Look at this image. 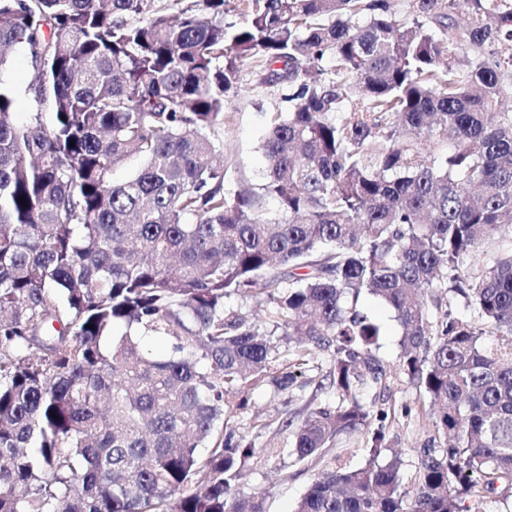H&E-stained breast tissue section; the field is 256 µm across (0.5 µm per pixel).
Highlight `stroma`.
I'll return each instance as SVG.
<instances>
[{
  "mask_svg": "<svg viewBox=\"0 0 512 512\" xmlns=\"http://www.w3.org/2000/svg\"><path fill=\"white\" fill-rule=\"evenodd\" d=\"M267 72L263 57L245 61L236 89L225 98L224 126L218 138L228 161L226 188H236L243 181L253 184L262 181L265 160L260 144L268 132L272 113L289 108L284 99L287 86L264 83ZM357 307L382 327L380 356L389 363L390 370L387 387L377 397L375 406L386 413V437L391 448L401 454L403 481L409 484L415 476L416 450L434 433L429 400L392 368L400 352L402 334L392 309L366 294L360 297ZM331 366L330 354L322 353L310 361L289 392L278 394L269 386L255 388L249 393L247 408L235 413L236 423L255 440L257 447H265L269 442L281 446L279 456L259 458L240 488L242 495H259L264 512H293L298 499L317 475L335 464L357 468L366 462L367 433L340 436L324 457L299 463L285 448V436L278 432L283 420L301 422L314 405L335 402V395L320 387Z\"/></svg>",
  "mask_w": 512,
  "mask_h": 512,
  "instance_id": "35a3bbf8",
  "label": "stroma"
}]
</instances>
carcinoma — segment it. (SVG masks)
<instances>
[{
    "mask_svg": "<svg viewBox=\"0 0 512 512\" xmlns=\"http://www.w3.org/2000/svg\"><path fill=\"white\" fill-rule=\"evenodd\" d=\"M229 2L0 0V72L30 63L0 78V512H263L228 397L324 351L336 404L280 431L298 462L370 448L295 512H488L512 497V0H413L402 24L389 0H237L227 24ZM257 54L290 107L264 181L228 190L216 133ZM256 292L263 325L226 304ZM363 292L431 403L410 490L363 401L387 376ZM29 75V59L25 52L17 51L12 56V61L4 72V78L19 84L24 85L27 82Z\"/></svg>",
    "mask_w": 512,
    "mask_h": 512,
    "instance_id": "cac0c4a2",
    "label": "carcinoma"
}]
</instances>
